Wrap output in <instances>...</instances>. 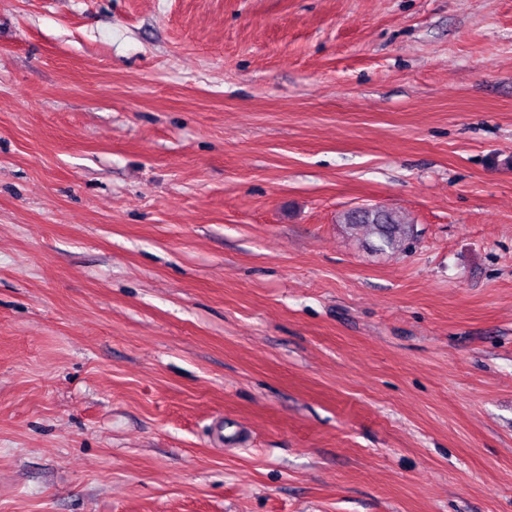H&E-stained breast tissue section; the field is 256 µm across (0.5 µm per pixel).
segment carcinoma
Wrapping results in <instances>:
<instances>
[{
  "mask_svg": "<svg viewBox=\"0 0 512 512\" xmlns=\"http://www.w3.org/2000/svg\"><path fill=\"white\" fill-rule=\"evenodd\" d=\"M340 223L362 228L375 239L379 251H397L412 239L413 225L405 223L397 212L378 207H357L343 212Z\"/></svg>",
  "mask_w": 512,
  "mask_h": 512,
  "instance_id": "obj_1",
  "label": "carcinoma"
}]
</instances>
